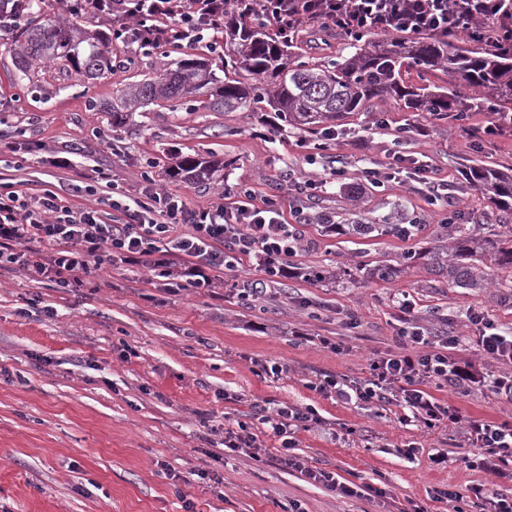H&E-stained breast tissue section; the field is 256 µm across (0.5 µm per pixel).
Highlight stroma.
<instances>
[{
  "instance_id": "35a3bbf8",
  "label": "stroma",
  "mask_w": 512,
  "mask_h": 512,
  "mask_svg": "<svg viewBox=\"0 0 512 512\" xmlns=\"http://www.w3.org/2000/svg\"><path fill=\"white\" fill-rule=\"evenodd\" d=\"M234 46L225 32L167 50L128 54L112 43V71L98 80L46 65L41 92H32L17 69L15 34L0 37V191H55L62 202L97 208L113 218V194L140 197L146 182L181 194L193 206L270 197L296 225L301 248L294 275L270 284L266 295L240 290L260 271L244 260L235 272H215L207 288L169 294L149 265L118 263L92 271L79 288H60L25 269L0 270V512H288L300 501L307 512H397L399 503L423 501L429 512H453L434 500L437 490L512 485L466 464L475 450L469 421H512V403L486 388L449 386L433 395L458 408L450 427L400 424L392 405L360 408L323 397L311 384L321 374L363 379L375 354L393 348L399 301L409 297L420 325L453 331L454 355L481 372L512 374V365L480 356L468 318L484 311L499 331L512 332V282L490 270L486 288L448 286L423 260L405 253L444 246L439 224L460 212L479 217L482 235L512 230L500 212L470 186L469 166L512 167V129L489 137V112L466 119H437L391 99L329 121L334 140L283 124L267 103L236 112H213L190 102H157L113 125L108 109L128 84L160 72L169 61L203 58L223 72V54L211 43ZM349 38L333 26L311 24L292 46L309 62L348 52ZM424 135L399 138L406 126ZM423 156L447 181V204L430 205L425 184L389 181L347 199L341 182L357 183L363 168L384 169L393 152ZM214 162L209 180L171 179L184 157ZM71 164L56 167L55 158ZM344 167L343 180L330 177ZM108 173L97 179L96 170ZM365 224L419 220L418 236L392 233L340 235L319 223ZM383 263L401 265L391 280L372 278ZM324 279H309V271ZM309 336L294 340L293 331ZM283 365L269 375L260 361ZM312 406L321 425L299 431V449L313 465L358 483L384 488L385 496L343 498L279 469L277 437H262L258 458L224 450L225 427L251 421L254 405ZM444 452L448 465H432ZM207 479H198V472ZM221 483H214L213 475Z\"/></svg>"
}]
</instances>
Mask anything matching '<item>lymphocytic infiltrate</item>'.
I'll list each match as a JSON object with an SVG mask.
<instances>
[{
  "label": "lymphocytic infiltrate",
  "instance_id": "f902f5d3",
  "mask_svg": "<svg viewBox=\"0 0 512 512\" xmlns=\"http://www.w3.org/2000/svg\"><path fill=\"white\" fill-rule=\"evenodd\" d=\"M84 7L111 20L113 40L135 51L194 42L203 32L219 29L230 13L273 26L278 38L290 44L303 26L318 21L348 35L427 31L448 41L465 35L494 44L512 31V0H84ZM112 208L124 215V222L111 224L97 209L64 205L50 189L0 197V269L31 267L51 275L58 287L78 288L91 270L118 261L146 263L166 276L170 257L177 256L186 261L185 287L207 288L210 271H236L243 258L252 256L262 273L247 290L253 296L287 277L296 254L298 236L271 199L233 208L193 207L179 195L149 189L130 204L113 200ZM36 242L41 245L37 251L32 248ZM399 310L396 347L371 360L369 379L323 374L314 390L365 407L393 404L402 410L399 423L429 428L460 419L458 408L440 402L430 386L485 385L512 399V375L489 379L471 371L452 353L457 337L419 325L410 300H401ZM470 322L477 329L473 342L478 352L511 365L512 335L498 332L481 311L473 312ZM256 417L257 424L279 438L282 469L343 497L374 493L373 485L311 465L298 453L296 433L321 422L313 407L285 403L272 412L259 409ZM468 434L479 450L471 468L512 480V423L474 420ZM436 499L455 502L454 512H463L465 501L474 512H512L511 494H488L478 485L465 494L440 490Z\"/></svg>",
  "mask_w": 512,
  "mask_h": 512
}]
</instances>
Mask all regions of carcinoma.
Returning a JSON list of instances; mask_svg holds the SVG:
<instances>
[{"label":"carcinoma","instance_id":"carcinoma-1","mask_svg":"<svg viewBox=\"0 0 512 512\" xmlns=\"http://www.w3.org/2000/svg\"><path fill=\"white\" fill-rule=\"evenodd\" d=\"M42 3H29L28 23L21 30L17 53L19 70L31 87L40 88L37 65L49 62L60 70L96 80L112 71L109 37L100 30L81 29L70 23L40 22ZM230 34L238 39L237 49L224 60V68L243 70L255 76H269L273 87L260 89L220 79L203 60L180 59L163 73L129 84L112 101V123L134 106L157 101L189 102L206 99L215 112H235L267 99L268 106L289 125L311 127L360 112L372 99L390 97L407 109L427 112L439 119L490 107L494 112H512V41L497 47L479 44L461 48L429 32L394 39L353 37L348 56L323 64L292 61L288 47L265 31L241 20L230 23ZM84 50H79L80 45ZM442 68L448 74L478 90L469 102L454 94L428 86H407L401 78L403 66ZM210 162L184 158L169 176L194 173L199 180L209 177ZM468 181L489 196L502 212L512 213V173L489 165H472ZM450 240V253L440 249L407 255L426 259L429 269L461 288H484L486 269L512 274V235L490 241L480 234L479 224H443Z\"/></svg>","mask_w":512,"mask_h":512}]
</instances>
